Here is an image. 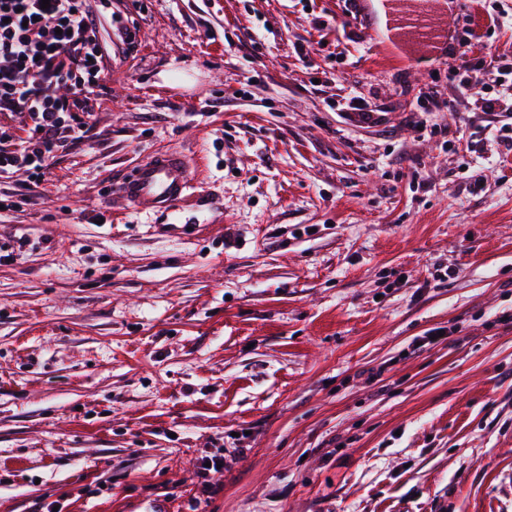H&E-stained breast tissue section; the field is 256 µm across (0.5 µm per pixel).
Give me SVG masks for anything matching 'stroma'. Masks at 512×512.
Segmentation results:
<instances>
[{"label": "stroma", "mask_w": 512, "mask_h": 512, "mask_svg": "<svg viewBox=\"0 0 512 512\" xmlns=\"http://www.w3.org/2000/svg\"><path fill=\"white\" fill-rule=\"evenodd\" d=\"M484 2L451 23L512 60ZM89 5L87 139L0 184V512H512V155L419 130L433 64L338 0ZM158 150L195 185L144 216L110 185ZM337 107L340 112H345L346 121L361 128L380 127L393 113L385 112L387 106L384 104L371 103L361 90H352L342 103H337Z\"/></svg>", "instance_id": "stroma-1"}]
</instances>
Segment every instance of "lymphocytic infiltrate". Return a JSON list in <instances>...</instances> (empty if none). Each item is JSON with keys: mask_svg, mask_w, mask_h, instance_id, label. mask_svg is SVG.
<instances>
[{"mask_svg": "<svg viewBox=\"0 0 512 512\" xmlns=\"http://www.w3.org/2000/svg\"><path fill=\"white\" fill-rule=\"evenodd\" d=\"M448 80L458 97L472 84L483 112H512V62L458 41ZM97 19L85 0H0V182L44 175L51 160L84 143L100 86Z\"/></svg>", "mask_w": 512, "mask_h": 512, "instance_id": "lymphocytic-infiltrate-1", "label": "lymphocytic infiltrate"}]
</instances>
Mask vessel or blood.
<instances>
[{"mask_svg": "<svg viewBox=\"0 0 512 512\" xmlns=\"http://www.w3.org/2000/svg\"><path fill=\"white\" fill-rule=\"evenodd\" d=\"M397 21L412 41L435 45L448 38L446 16L436 15L421 0H395ZM195 176L183 157L174 151H158L142 160L133 171L112 184V193L139 213L169 210L186 198Z\"/></svg>", "mask_w": 512, "mask_h": 512, "instance_id": "1", "label": "vessel or blood"}]
</instances>
